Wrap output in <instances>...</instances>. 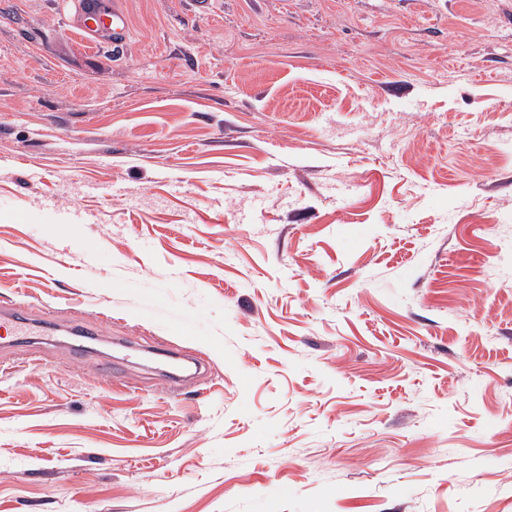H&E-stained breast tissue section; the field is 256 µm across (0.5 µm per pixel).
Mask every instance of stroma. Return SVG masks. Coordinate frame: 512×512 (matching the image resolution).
<instances>
[{
    "label": "stroma",
    "instance_id": "1",
    "mask_svg": "<svg viewBox=\"0 0 512 512\" xmlns=\"http://www.w3.org/2000/svg\"><path fill=\"white\" fill-rule=\"evenodd\" d=\"M0 0V512H512V0ZM70 18L71 27L93 46L100 42L112 45L117 51L129 36L128 19L118 5V0H76ZM28 307L29 304L22 303L20 301H14L11 304V307L7 310H4V308L1 306L0 329H6V324L10 321V319H18V333L22 335H30L37 332V327H39V324L36 319L27 317L33 316Z\"/></svg>",
    "mask_w": 512,
    "mask_h": 512
}]
</instances>
